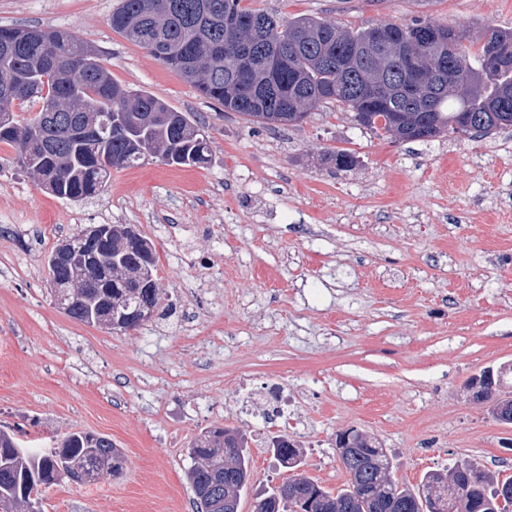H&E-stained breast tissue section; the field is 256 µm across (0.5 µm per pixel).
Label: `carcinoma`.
<instances>
[{"instance_id": "obj_1", "label": "carcinoma", "mask_w": 512, "mask_h": 512, "mask_svg": "<svg viewBox=\"0 0 512 512\" xmlns=\"http://www.w3.org/2000/svg\"><path fill=\"white\" fill-rule=\"evenodd\" d=\"M243 0H120L110 18L112 30L146 48L205 98L259 126L297 125L320 103L336 102L356 122L378 136L398 141L429 140L442 134L488 135L512 126V69L490 70V58L512 57V30L489 29L472 51L465 34L445 24L414 19L347 29L317 17L280 19L242 6ZM236 20V27L225 18ZM435 61L421 75L426 96L404 70L405 52ZM383 88L372 103L360 91ZM38 101L40 109L20 123L16 103ZM96 127L86 137L82 129ZM205 125L143 90L123 86L99 61L98 54L66 30L0 26V143L11 147L20 166L53 195L81 200L98 194L112 169L137 166L156 155L172 165L202 167L210 162ZM322 161L338 169L355 166V156L328 150ZM101 237L68 238L79 257L78 269L54 272V300L65 299V313L84 323L107 324L130 313L143 296L135 287L142 271L157 274L152 244L126 239L119 224L103 226ZM496 394L483 384H468L488 413L512 422V367L495 377ZM354 448L364 493L352 483L335 493L303 467L300 449L280 437L274 455L291 472L287 480L255 499L253 512H268L267 499L288 486L300 496L330 502L331 512H439L451 495L453 512H504L496 503L499 479L478 464L460 465L444 475L427 472L417 489L392 480L393 463L377 439L356 429L345 431ZM14 437L0 429V512H40L46 489L67 478L78 484L118 477L125 456L112 439L73 431L57 443L60 452L32 448L13 454ZM245 434L236 428L203 431L188 449V482L201 512H224V483L237 495L252 476Z\"/></svg>"}]
</instances>
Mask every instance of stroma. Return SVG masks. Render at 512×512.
Masks as SVG:
<instances>
[{"label": "stroma", "instance_id": "1", "mask_svg": "<svg viewBox=\"0 0 512 512\" xmlns=\"http://www.w3.org/2000/svg\"><path fill=\"white\" fill-rule=\"evenodd\" d=\"M119 0H0V25L73 32L119 83L205 121L204 167L151 158L112 171L91 199H60L0 144V428L23 448L81 430L112 438L124 473L95 490L61 480L41 512H195L185 471L202 432L248 437L241 512L288 471L284 436L326 489L345 488L337 433L376 438L391 477L475 463L512 477V429L466 383L512 365V127L397 142L332 102L300 125L260 128L204 98L113 31ZM280 18L358 29L426 18L481 46L512 29V0H244ZM343 149L341 170L323 153ZM98 224L150 239L163 290L132 331L69 318L47 257ZM277 385L288 420L250 393Z\"/></svg>", "mask_w": 512, "mask_h": 512}]
</instances>
